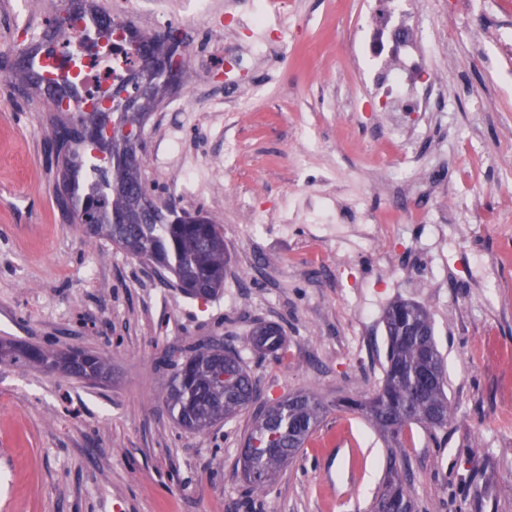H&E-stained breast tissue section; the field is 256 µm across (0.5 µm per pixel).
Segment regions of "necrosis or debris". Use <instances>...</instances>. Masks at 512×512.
<instances>
[{
    "label": "necrosis or debris",
    "instance_id": "1",
    "mask_svg": "<svg viewBox=\"0 0 512 512\" xmlns=\"http://www.w3.org/2000/svg\"><path fill=\"white\" fill-rule=\"evenodd\" d=\"M420 28L417 0H374L363 22L350 34L353 62L362 83L371 87L382 106L404 103L406 111L426 113L431 99L440 95L437 78L418 56L416 37ZM134 24L104 32L91 21L89 12L71 14L65 28H38L34 53L48 60L49 69L65 70L67 81L77 89L62 105L72 112L89 111L101 102V89L112 87L130 71ZM414 152H405L389 181L390 208L394 223L365 215L345 204L338 205V219L357 224L363 238L373 240L395 232L397 225L419 218L429 205L416 181Z\"/></svg>",
    "mask_w": 512,
    "mask_h": 512
}]
</instances>
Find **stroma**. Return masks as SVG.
<instances>
[{
	"mask_svg": "<svg viewBox=\"0 0 512 512\" xmlns=\"http://www.w3.org/2000/svg\"><path fill=\"white\" fill-rule=\"evenodd\" d=\"M205 19L169 0L189 43L186 106L149 114L152 195L224 226L227 273L212 300L184 296L152 265L86 236L57 203L46 156L55 113L0 72V337L103 354L107 381L0 363V512H369L387 468L406 474L415 512H512V56L494 49L448 0H418L421 47L443 95L429 119L370 111L346 38L372 0H290L288 43L233 76L245 107L224 112L228 78L206 57L231 14L257 0H216ZM60 0H0V46L23 43ZM180 142L168 148L171 134ZM240 148L224 160V139ZM316 144L303 162L301 143ZM417 151L424 184L472 199L399 225L379 248L331 232L343 201L389 218V171ZM191 185H184L185 173ZM252 198L263 211L226 206ZM426 307L446 358L454 419L403 445L337 399L382 380L395 300ZM261 322L286 333L283 361L242 356L262 396L316 394L327 406L279 480L247 504L238 460L252 415L203 433L182 429L155 369L169 347L217 338L241 347Z\"/></svg>",
	"mask_w": 512,
	"mask_h": 512,
	"instance_id": "1",
	"label": "stroma"
}]
</instances>
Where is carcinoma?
<instances>
[{
	"label": "carcinoma",
	"instance_id": "cac0c4a2",
	"mask_svg": "<svg viewBox=\"0 0 512 512\" xmlns=\"http://www.w3.org/2000/svg\"><path fill=\"white\" fill-rule=\"evenodd\" d=\"M136 51L152 48L167 60H177L180 86L186 85L188 59L172 45L163 47L149 35L136 37ZM0 70L16 73L33 92L41 87V68L30 61L14 66L0 56ZM109 110L122 111L123 103H140L154 110L145 97V77L132 76L114 88ZM65 127L71 148L57 152L62 160L60 197L74 223L89 235L120 247L131 240L139 257L171 274L185 296L211 299L224 287L226 259L224 225L200 214L177 208L157 209L125 224L129 211L126 196L116 191L118 180L142 182L139 143L126 147L99 135L84 120L64 113L56 128ZM386 353L383 381L371 396L347 397L338 406L361 414L380 430L401 436L405 428L428 431L448 427L453 414L448 402V381L443 354L438 348L434 322L422 305L407 300L394 302L385 312ZM286 344L279 325L258 326L244 347L264 357L282 360ZM0 362L44 365L54 362L66 375L87 379L110 372L97 353L76 350L68 358L49 346L17 345L0 340ZM165 378L167 406L183 428L202 432L252 408L259 396L256 379L238 352L219 344H192L166 354L156 364ZM325 405L315 395L299 393L270 402L253 412V421L241 451V476L248 491L262 496L295 460L316 430ZM373 512H413L406 484L394 465H389L372 505Z\"/></svg>",
	"mask_w": 512,
	"mask_h": 512
}]
</instances>
